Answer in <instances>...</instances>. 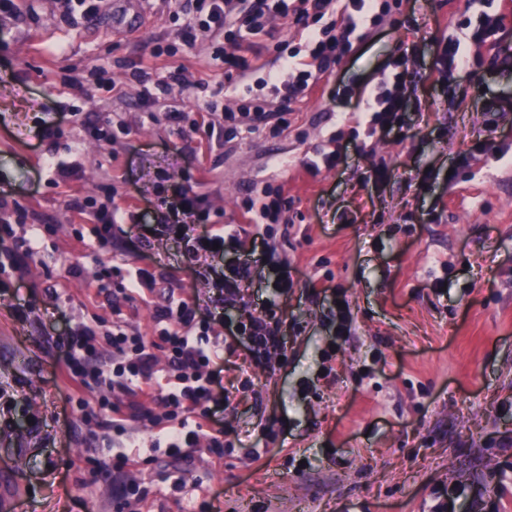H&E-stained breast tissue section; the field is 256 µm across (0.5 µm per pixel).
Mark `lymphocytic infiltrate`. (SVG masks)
Wrapping results in <instances>:
<instances>
[{
    "label": "lymphocytic infiltrate",
    "mask_w": 512,
    "mask_h": 512,
    "mask_svg": "<svg viewBox=\"0 0 512 512\" xmlns=\"http://www.w3.org/2000/svg\"><path fill=\"white\" fill-rule=\"evenodd\" d=\"M193 21L223 31L230 44L224 53L226 80L240 94L241 111L224 114V129L233 136L247 139L266 129L267 107L279 102L282 110L303 101L319 87L323 74L336 60L353 50L352 35L361 28L376 25L390 11L388 0H189ZM288 18L305 34L308 59L301 62L296 52L281 50L278 65L263 77H255L254 64L240 54L243 37L264 31L268 16ZM506 16L497 11L484 14L479 23L461 34L439 41L435 50V79L446 83L454 74L466 71L469 61L461 50L463 42L483 44L500 28ZM394 74L373 92L366 111L358 113L357 123L369 132L389 129L402 133L405 102L403 88L408 75L407 59L391 62ZM172 219L165 230L189 240L190 260L202 261L215 250L246 252L250 232L242 226L197 231V196L191 189L178 194L172 206ZM276 302H268L259 314L228 323V341L209 336L207 320L198 318L196 303L180 296H169L158 310L154 334L150 337L128 333L121 321L111 328L97 324L80 325L63 342L67 366L79 384L86 388L105 387L111 391L161 402L166 409L152 445L156 455L182 457L184 449L194 447L209 426L220 404H232L233 391H225L223 402L214 400V380L209 371L224 352H238L249 362L262 363L270 352L282 351L280 338L271 320ZM111 346V357H104V346ZM167 353V370L158 374L156 350Z\"/></svg>",
    "instance_id": "obj_1"
}]
</instances>
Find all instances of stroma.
Masks as SVG:
<instances>
[{
	"mask_svg": "<svg viewBox=\"0 0 512 512\" xmlns=\"http://www.w3.org/2000/svg\"><path fill=\"white\" fill-rule=\"evenodd\" d=\"M489 9L403 0L359 30L287 128L246 140L205 110L214 90L239 106L216 54L223 35L199 25L183 45L173 0L122 13L104 0L96 18L19 0L0 15V244L41 234L24 277L0 271V386L16 397L0 474L24 512H114L112 432L76 410L109 391H76L56 343L82 321L111 326L116 304L144 336L169 294L208 304L224 258L191 264L183 244L123 233L115 250L92 246L96 212L151 215L182 184L219 226L242 223L252 191L288 198L280 222L260 228L243 295L224 299L227 315H248L288 272V351L224 361L222 386L244 373L253 384L219 415L223 455L203 438L180 459L127 466L131 512H436L451 487L454 512H512V16L493 43L467 44V72L444 86L430 74L435 42ZM269 28L242 43L266 70L277 41L303 42L287 19ZM401 49L406 137H366L339 116L366 109ZM160 81L170 94L145 98ZM195 119L213 138L191 132ZM338 146L339 166L307 170ZM381 164L388 178L369 181ZM116 256L165 279L134 303L108 296L97 285ZM338 297L350 334L331 355ZM174 468L182 484L161 480Z\"/></svg>",
	"mask_w": 512,
	"mask_h": 512,
	"instance_id": "obj_1",
	"label": "stroma"
}]
</instances>
